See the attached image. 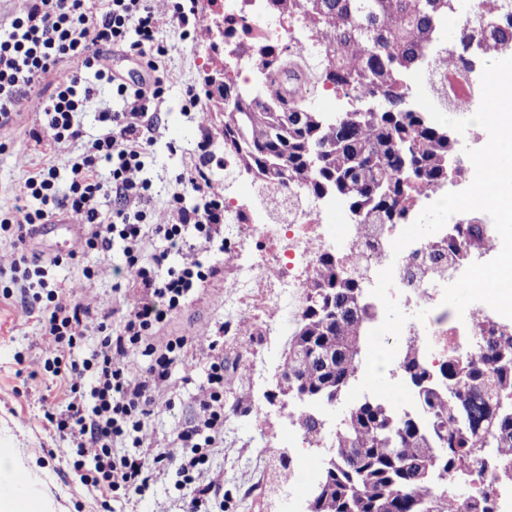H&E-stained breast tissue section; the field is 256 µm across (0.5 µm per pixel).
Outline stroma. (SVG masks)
I'll return each mask as SVG.
<instances>
[{"label": "stroma", "instance_id": "stroma-1", "mask_svg": "<svg viewBox=\"0 0 512 512\" xmlns=\"http://www.w3.org/2000/svg\"><path fill=\"white\" fill-rule=\"evenodd\" d=\"M169 49L166 64L175 81L156 106L155 126L151 132L148 163L153 168L152 207H163L175 176L193 159V152L202 138L192 115L183 111L186 86H200L201 77L211 61L199 42L181 40L177 29L164 28L160 34ZM93 93L79 115L86 137L101 128L98 120L103 110H120L113 100L108 84L89 79ZM43 120L36 112L22 113L12 141L0 148V207H10L26 179L39 161L29 139L31 128ZM28 256L48 260L59 257L58 266L49 270L58 284L78 278L87 266L107 265L110 275L93 281L91 287L98 299V309L111 311L119 297L136 293L124 269L120 249L106 252H81L75 232L63 224H48L42 236L28 239ZM236 289L227 285L223 276H216L197 298L168 322L158 333L159 339L187 336L194 331L216 330V349L200 347L193 351L192 373L175 369L165 394L166 406L160 407L152 421V445L170 446L176 432L193 414V395L197 383L204 378L211 353L224 356V452L217 455L212 467L224 473V512H270L274 501L270 491L260 490L261 478L269 471V451L288 449L290 454L305 452L315 455L313 447L298 449L287 444L283 434L289 428L284 411L276 400L278 390L273 378L278 359L294 325L287 312L272 315L255 312L248 330H240L237 308L233 303ZM41 310L28 313L14 300L0 298V448L14 449L23 468L29 473L34 493L48 504L49 512H103L99 492L82 486L81 473L69 461L68 444L49 430L45 411H58L64 406V388L51 378L30 379L24 360L39 357L47 347L41 330ZM263 364V373L256 381H248L246 361ZM264 427L268 448L256 447L252 436L257 427ZM191 488L178 486L175 476L168 475L151 485L144 493L131 496L125 512H181Z\"/></svg>", "mask_w": 512, "mask_h": 512}]
</instances>
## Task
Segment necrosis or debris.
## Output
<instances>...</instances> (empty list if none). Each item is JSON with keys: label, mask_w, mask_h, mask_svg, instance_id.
Returning a JSON list of instances; mask_svg holds the SVG:
<instances>
[{"label": "necrosis or debris", "mask_w": 512, "mask_h": 512, "mask_svg": "<svg viewBox=\"0 0 512 512\" xmlns=\"http://www.w3.org/2000/svg\"><path fill=\"white\" fill-rule=\"evenodd\" d=\"M224 48L267 46L277 52L302 53L309 40L304 23L276 19L269 0H224ZM426 87L437 90L444 111L455 118L471 117L477 111L474 100L478 86L469 68L452 61L449 70L432 69L425 75ZM281 218L267 224L248 216L246 202H224V221L232 233L225 242L229 259L225 270L235 273L245 292L239 299L244 313L266 307L274 297L286 298L292 317H300L305 303V288L315 275L323 252L331 251L349 259L352 270L364 279L365 289H373L378 274L386 267L394 269L390 290L409 319L399 337H386V344L398 347L415 345L431 365H438L448 351L460 348L477 327L502 330L512 325L483 303L468 306L464 314L443 305V292L452 276L443 254L450 237L465 226V217L455 214L438 232L423 237L401 253H393L392 243L401 234L399 224L357 229L356 225L331 224L327 218L342 213L341 205L331 200L314 201L301 208L286 192L273 195ZM263 247L264 255L252 258L254 247ZM426 311L425 320H416L418 311Z\"/></svg>", "instance_id": "necrosis-or-debris-1"}]
</instances>
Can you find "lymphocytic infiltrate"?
<instances>
[{"label":"lymphocytic infiltrate","instance_id":"f902f5d3","mask_svg":"<svg viewBox=\"0 0 512 512\" xmlns=\"http://www.w3.org/2000/svg\"><path fill=\"white\" fill-rule=\"evenodd\" d=\"M169 25L196 42L205 31L202 17L184 0H106L99 11L88 0H22L8 30L0 33V133L11 135L20 112L30 110L44 117L35 141L51 143L20 191L21 205L0 209V233L13 241L11 250L0 252V277L11 282L0 297L17 296L26 309L43 310L48 345L31 362L30 375H49L65 386V410L46 413L45 419L73 445L75 467H88L81 477L85 486L106 501L124 503L171 465L178 484L194 489L186 512H224V474L208 465L224 447L223 358L209 364L194 395L195 416L177 432L172 447L151 445V418L173 367L188 366L190 349L209 343L212 332L174 336L162 344L156 335L217 273L206 254L224 222V183L207 172L205 139L197 144L194 163L177 176L178 188L166 205H149L152 180L145 158L152 106L174 81L164 62L167 49L158 40ZM107 47L134 57L144 80L131 85L112 74L103 59ZM92 78L111 85L122 109L99 114L107 128L71 158L69 183L62 189L58 155L81 135L75 117ZM45 81L50 91L43 94ZM104 162L111 166L106 175L100 172ZM190 195L196 204H187ZM108 197L114 207L105 218L99 206ZM64 214L79 224L82 250L122 248L138 296L119 326L99 312L89 287L109 275L107 266L84 269L82 282L65 293L23 249L35 227ZM92 331L98 335L96 349L74 357ZM86 378L92 381L87 392ZM127 443L130 452L115 453L116 445Z\"/></svg>","mask_w":512,"mask_h":512}]
</instances>
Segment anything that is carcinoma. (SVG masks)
Returning a JSON list of instances; mask_svg holds the SVG:
<instances>
[{
  "mask_svg": "<svg viewBox=\"0 0 512 512\" xmlns=\"http://www.w3.org/2000/svg\"><path fill=\"white\" fill-rule=\"evenodd\" d=\"M276 14L308 23L317 43L315 79L353 98L347 112H316L301 90V65L281 54L271 69L282 92L223 84L224 114L207 109L224 151L262 185L301 187L332 197L358 215L357 224H401L413 217L419 188H437L453 169L458 139L406 103V77L443 66L437 50L441 21L460 0H272ZM482 15L499 22L486 32ZM457 40L483 42L479 65L501 57L512 42V0H478ZM469 224L451 253L480 241ZM376 318L363 288L342 258L326 253L306 288L305 307L278 369L304 398L295 416L313 442L328 441L318 472L313 512H492L486 489L461 478L512 480V335L481 336L480 349L448 352L432 367L417 348L400 371L417 407L395 410L363 397L335 425L311 406L340 402L360 375L368 332Z\"/></svg>",
  "mask_w": 512,
  "mask_h": 512,
  "instance_id": "cac0c4a2",
  "label": "carcinoma"
}]
</instances>
